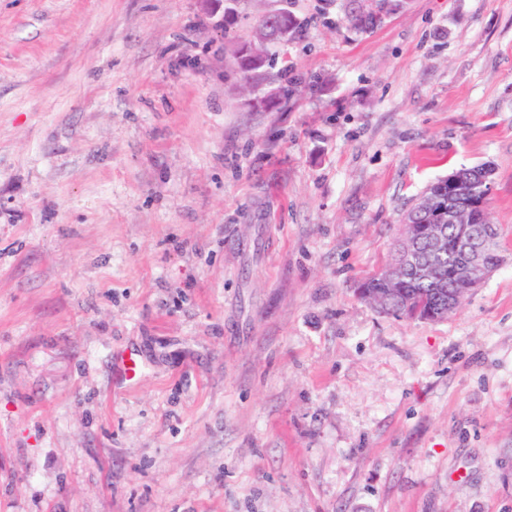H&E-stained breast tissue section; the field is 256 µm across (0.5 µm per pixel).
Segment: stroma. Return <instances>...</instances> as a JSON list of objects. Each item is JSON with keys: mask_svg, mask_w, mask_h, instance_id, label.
Instances as JSON below:
<instances>
[{"mask_svg": "<svg viewBox=\"0 0 512 512\" xmlns=\"http://www.w3.org/2000/svg\"><path fill=\"white\" fill-rule=\"evenodd\" d=\"M349 5L0 0V512H512V0ZM281 8L328 83L258 111ZM481 164L503 265L441 320L362 299ZM373 2H375L374 10H382L386 8V11L390 12L401 8L402 2H404V0H376ZM374 10L364 11L360 8V6L357 5V7L353 8L347 14L346 19L354 30L361 33H367L379 24L373 15ZM257 26L258 28H266L270 31L271 36H273L271 40L272 42L273 40L279 38L276 34L282 26L288 27L290 37H293V35L296 34L298 23L295 18L288 12V17L282 19H279L278 15H263L259 18ZM267 48L268 45L258 35L256 43L243 44L235 51L239 77L250 88L253 95L250 103L253 108L272 107L280 98L295 94L303 84H307L309 88L323 84L320 77H310L306 82L302 77H288L283 71L275 76L271 75L267 68L268 60H264Z\"/></svg>", "mask_w": 512, "mask_h": 512, "instance_id": "stroma-1", "label": "stroma"}]
</instances>
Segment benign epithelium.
Here are the masks:
<instances>
[{"mask_svg": "<svg viewBox=\"0 0 512 512\" xmlns=\"http://www.w3.org/2000/svg\"><path fill=\"white\" fill-rule=\"evenodd\" d=\"M448 224L454 226L456 235V261L453 269V279L456 287L448 290L434 289V292L447 298V306L439 310L440 316L445 318L459 307L460 298L456 288L471 290L479 287L491 274L484 263V248L486 241L493 235L494 225L482 224L476 226L470 223L468 211L462 209H448ZM421 230L410 227L407 239L400 242L398 251L399 264L386 271V277L393 279L400 268H410L419 280H428L431 276L430 267L418 260L416 242Z\"/></svg>", "mask_w": 512, "mask_h": 512, "instance_id": "benign-epithelium-1", "label": "benign epithelium"}]
</instances>
